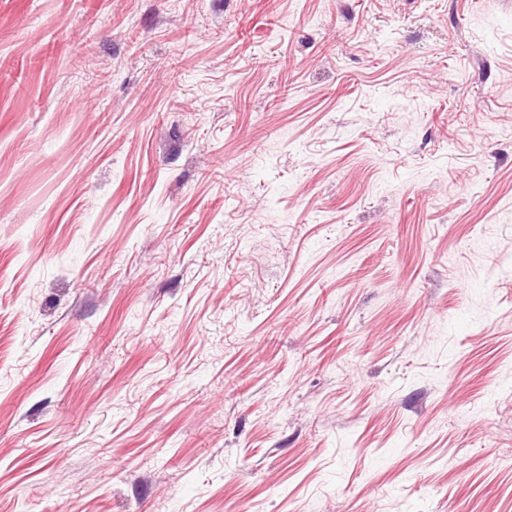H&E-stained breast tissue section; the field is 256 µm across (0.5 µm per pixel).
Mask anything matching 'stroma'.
Returning <instances> with one entry per match:
<instances>
[{
    "instance_id": "35a3bbf8",
    "label": "stroma",
    "mask_w": 512,
    "mask_h": 512,
    "mask_svg": "<svg viewBox=\"0 0 512 512\" xmlns=\"http://www.w3.org/2000/svg\"><path fill=\"white\" fill-rule=\"evenodd\" d=\"M0 512H512V0H0Z\"/></svg>"
}]
</instances>
